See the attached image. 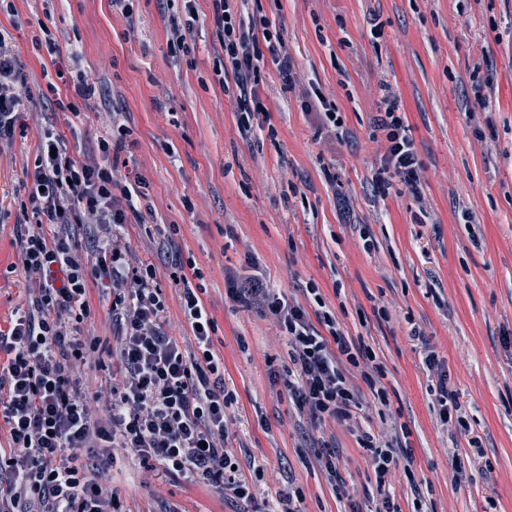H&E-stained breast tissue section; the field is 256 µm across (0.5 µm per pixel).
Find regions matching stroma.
I'll use <instances>...</instances> for the list:
<instances>
[{
	"label": "stroma",
	"instance_id": "stroma-1",
	"mask_svg": "<svg viewBox=\"0 0 512 512\" xmlns=\"http://www.w3.org/2000/svg\"><path fill=\"white\" fill-rule=\"evenodd\" d=\"M10 2L0 29L30 85L63 93L88 71L101 90L80 117L47 101L29 106L23 135L0 142V326L27 308L15 230L34 221L23 205L43 130L62 135L82 161L99 158L100 137L121 122L130 133L114 174H137L146 193L142 223L125 227L130 259L155 266L165 330L189 345L177 275H194L215 320L224 384L236 396L225 446L257 499L297 491L298 512H375L378 503L347 427L291 407L286 336L228 298L225 272L246 271L251 260L310 313L306 288L316 285L345 333L383 365L387 404L359 371L350 378L373 434L400 439L411 454L392 477L396 512H512V0H249L281 30L294 64L288 92L266 64L258 87L266 111L250 134L238 124L236 93L216 72L208 0H197L180 51L170 21L182 0H132L128 18L111 0ZM43 24L56 53L40 40ZM475 71L491 86L487 100L474 95ZM313 90L343 119V141L317 136L303 105ZM388 95L406 114L421 162L416 194L395 178L382 197L372 181L387 148L373 118ZM89 302L85 335L113 346L111 296L94 285ZM414 328L447 370L466 429L441 423L438 376L424 365ZM325 443L336 454L332 483L316 457ZM97 479L123 512L250 508L215 486L157 476L133 456Z\"/></svg>",
	"mask_w": 512,
	"mask_h": 512
}]
</instances>
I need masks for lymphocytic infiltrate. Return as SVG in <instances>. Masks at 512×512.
Wrapping results in <instances>:
<instances>
[{"label": "lymphocytic infiltrate", "mask_w": 512, "mask_h": 512, "mask_svg": "<svg viewBox=\"0 0 512 512\" xmlns=\"http://www.w3.org/2000/svg\"><path fill=\"white\" fill-rule=\"evenodd\" d=\"M209 2L220 73L239 92V123L253 127L265 110L257 85L266 60H273L287 89L293 63L282 51L280 30L251 18L243 0ZM33 100L18 55L0 33V140L13 137L20 112ZM374 128L388 143L375 176L378 189L386 190L390 174L418 188L421 165L396 99L387 98ZM142 186L139 176L121 182L110 167L78 163L60 135L44 133L38 144L28 193L37 222L16 232L37 294L30 310L0 330V422L10 436L8 448L0 449V512H121L117 496L88 477L79 456L84 448L97 449L108 470L131 453L158 475L254 499L236 456L224 447L234 395L224 386V360L210 347L214 319L191 281L183 280L181 304L195 340L194 349H186L164 329L166 302L155 267L130 261L125 226L143 219ZM84 224L96 227L88 249L74 234ZM92 283L112 294L117 332L108 355L121 373L96 409L81 380L87 352L98 349L82 330L91 314ZM227 290L236 303L274 317L288 340L284 386L293 407L347 426L371 461L377 512H393L389 475L397 450L363 427L361 393L348 377L349 367L367 363L361 376L373 397L386 402L382 365L346 336L332 311L318 310L317 320H310L260 270L230 279Z\"/></svg>", "instance_id": "f902f5d3"}]
</instances>
